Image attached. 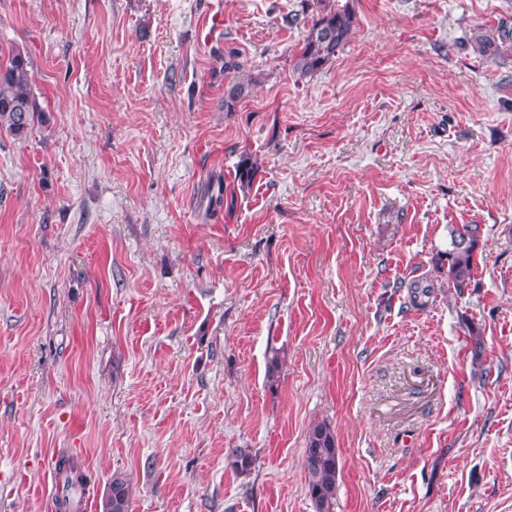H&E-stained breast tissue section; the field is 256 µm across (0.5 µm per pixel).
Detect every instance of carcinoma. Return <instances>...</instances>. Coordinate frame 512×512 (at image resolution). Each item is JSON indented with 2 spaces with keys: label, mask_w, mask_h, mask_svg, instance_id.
Instances as JSON below:
<instances>
[{
  "label": "carcinoma",
  "mask_w": 512,
  "mask_h": 512,
  "mask_svg": "<svg viewBox=\"0 0 512 512\" xmlns=\"http://www.w3.org/2000/svg\"><path fill=\"white\" fill-rule=\"evenodd\" d=\"M352 16L346 12H327L318 18L308 31L296 55L294 70L301 76L314 74L323 68L349 41L352 33ZM512 45V25L500 21L495 36L478 35L474 48L487 57H497L502 48ZM247 86L235 83L224 90V108L235 109L245 97ZM45 113L39 108L31 92V74L27 57L19 50L13 52L6 64H0V130L14 136H23L35 121H43ZM450 248L444 253L447 261L448 282L455 288H464L473 277L476 251L479 246L480 226L453 224L449 228ZM282 359L272 351L267 362V383L275 388L280 381ZM230 468L248 473L254 463L247 448H234L227 455ZM308 475L307 492L316 512H334L336 484L339 473V454L336 437L326 424H317L309 432L304 456ZM58 474L63 476V488L82 489L88 479L70 458L58 463ZM131 491L126 478L112 475L107 491L98 504V512H129Z\"/></svg>",
  "instance_id": "obj_1"
}]
</instances>
